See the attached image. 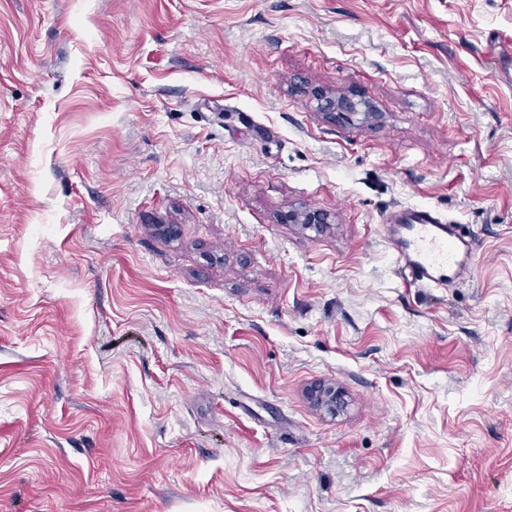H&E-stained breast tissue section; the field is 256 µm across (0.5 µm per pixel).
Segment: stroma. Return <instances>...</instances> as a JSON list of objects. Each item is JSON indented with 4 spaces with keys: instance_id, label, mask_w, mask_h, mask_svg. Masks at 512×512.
<instances>
[{
    "instance_id": "stroma-1",
    "label": "stroma",
    "mask_w": 512,
    "mask_h": 512,
    "mask_svg": "<svg viewBox=\"0 0 512 512\" xmlns=\"http://www.w3.org/2000/svg\"><path fill=\"white\" fill-rule=\"evenodd\" d=\"M0 512H512V0H0ZM317 110L325 116L334 117L336 112L342 114H369L366 103L355 101L348 96H336L333 92H320L316 95ZM456 226L425 207L403 208L379 225L398 274L424 288H447L469 261L473 242L457 235ZM306 395L315 409L331 415L339 414L346 404L343 392L331 383H315L307 390Z\"/></svg>"
}]
</instances>
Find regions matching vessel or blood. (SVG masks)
Returning a JSON list of instances; mask_svg holds the SVG:
<instances>
[{"instance_id": "obj_1", "label": "vessel or blood", "mask_w": 512, "mask_h": 512, "mask_svg": "<svg viewBox=\"0 0 512 512\" xmlns=\"http://www.w3.org/2000/svg\"><path fill=\"white\" fill-rule=\"evenodd\" d=\"M380 232L398 274L424 288H444L455 281L473 251L472 242L457 235L455 225L425 207L401 209L387 218Z\"/></svg>"}]
</instances>
